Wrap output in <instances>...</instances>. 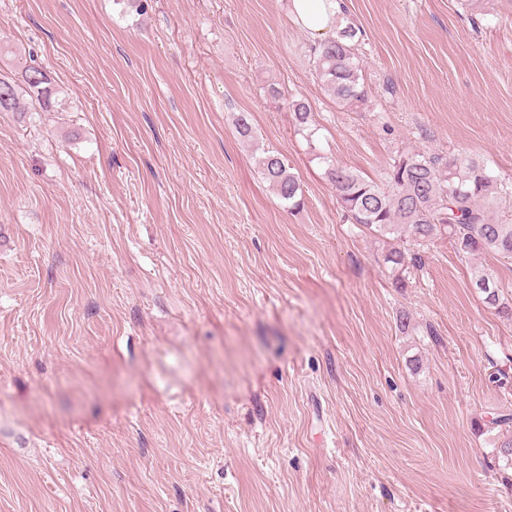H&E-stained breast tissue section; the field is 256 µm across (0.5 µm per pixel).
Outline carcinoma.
<instances>
[{"mask_svg":"<svg viewBox=\"0 0 512 512\" xmlns=\"http://www.w3.org/2000/svg\"><path fill=\"white\" fill-rule=\"evenodd\" d=\"M358 33L359 29L349 24L314 48L316 78L343 106L358 107L368 97L355 41ZM52 96L51 80L38 66L25 69L20 85L0 78V112H28L31 101L47 111ZM290 108L297 130L314 144L315 129L307 105L293 101ZM325 163L326 177L352 223L398 241L384 255L395 280L405 271L406 260L422 264L420 251L443 235L465 258L493 254L512 263V224L498 223L489 216L497 200L512 195V184L495 176L485 162L468 155L448 159L425 150L406 151L393 159L378 182L328 158ZM258 165L275 194L283 202L299 206L302 188L283 158L267 152ZM491 279L487 270L475 271V287L484 294V303L499 309L498 288Z\"/></svg>","mask_w":512,"mask_h":512,"instance_id":"1","label":"carcinoma"}]
</instances>
